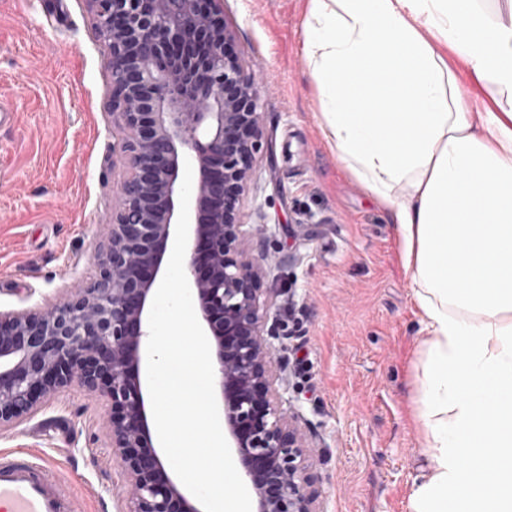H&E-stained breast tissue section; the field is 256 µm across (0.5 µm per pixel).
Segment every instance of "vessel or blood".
<instances>
[{
    "mask_svg": "<svg viewBox=\"0 0 512 512\" xmlns=\"http://www.w3.org/2000/svg\"><path fill=\"white\" fill-rule=\"evenodd\" d=\"M0 512H79L64 478L28 453L0 456Z\"/></svg>",
    "mask_w": 512,
    "mask_h": 512,
    "instance_id": "1",
    "label": "vessel or blood"
}]
</instances>
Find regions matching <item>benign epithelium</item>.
Masks as SVG:
<instances>
[{"label":"benign epithelium","instance_id":"1","mask_svg":"<svg viewBox=\"0 0 512 512\" xmlns=\"http://www.w3.org/2000/svg\"><path fill=\"white\" fill-rule=\"evenodd\" d=\"M107 46L112 117L121 132L112 213L97 272L50 308L0 311V430L78 386L109 403L110 448L127 476L122 512H200L154 445L140 367L153 290L180 211V170L195 163L186 276L219 365L224 424L257 512H318L306 443L275 388L263 274L251 256L262 229L245 222V192L263 139L260 92L271 85L229 50L224 0H87ZM207 242L201 277L197 242Z\"/></svg>","mask_w":512,"mask_h":512}]
</instances>
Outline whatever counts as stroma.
<instances>
[{
    "label": "stroma",
    "mask_w": 512,
    "mask_h": 512,
    "mask_svg": "<svg viewBox=\"0 0 512 512\" xmlns=\"http://www.w3.org/2000/svg\"><path fill=\"white\" fill-rule=\"evenodd\" d=\"M307 0H224L232 48L274 84L246 194L254 253L277 251L263 285L284 362L276 387L308 444L319 512H409L427 480L417 419L428 333L391 213L323 136L301 46ZM107 48L87 0H0V310H44L95 272L113 184ZM106 402L77 387L0 432V454L45 458L81 512H121L125 473Z\"/></svg>",
    "instance_id": "obj_1"
}]
</instances>
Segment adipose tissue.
<instances>
[{"label": "adipose tissue", "instance_id": "adipose-tissue-1", "mask_svg": "<svg viewBox=\"0 0 512 512\" xmlns=\"http://www.w3.org/2000/svg\"><path fill=\"white\" fill-rule=\"evenodd\" d=\"M308 0L323 132L389 210L429 337L410 512H512V0ZM488 89L472 112L458 71Z\"/></svg>", "mask_w": 512, "mask_h": 512}]
</instances>
